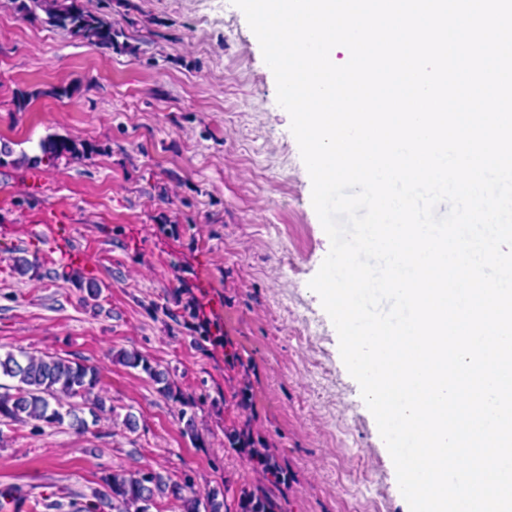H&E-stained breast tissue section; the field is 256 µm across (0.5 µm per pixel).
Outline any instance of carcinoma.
<instances>
[{"instance_id":"obj_1","label":"carcinoma","mask_w":512,"mask_h":512,"mask_svg":"<svg viewBox=\"0 0 512 512\" xmlns=\"http://www.w3.org/2000/svg\"><path fill=\"white\" fill-rule=\"evenodd\" d=\"M18 10L33 16L40 10L46 22L67 31L89 44L119 53L132 52L134 47L119 42L123 33L112 23V16L99 12L85 0H20ZM94 152L85 141L67 136L48 135L39 142V154L22 155L18 162L31 166L53 164L62 158H77ZM116 359L121 365L145 373L158 391L172 399L179 398L178 390L166 371L136 351H120ZM17 380V385L0 392V419L13 422H42L67 424L82 432L88 422L82 416L88 410L92 422L107 412L105 400L96 389L100 384L97 367L84 362L52 356L22 355L8 352L0 355V377ZM82 400L84 408L72 403ZM224 445L246 456L253 466L276 484L285 479L277 460L265 449L256 447L250 434L235 427L224 430ZM106 492L97 501L84 506L82 512H151L156 497L167 495L180 503L181 512H222L224 501L218 500L221 490L211 489L200 496L188 483L168 482L158 472L141 469L134 472L112 471L102 477ZM239 512H278L279 506L263 488L244 491L239 498Z\"/></svg>"}]
</instances>
